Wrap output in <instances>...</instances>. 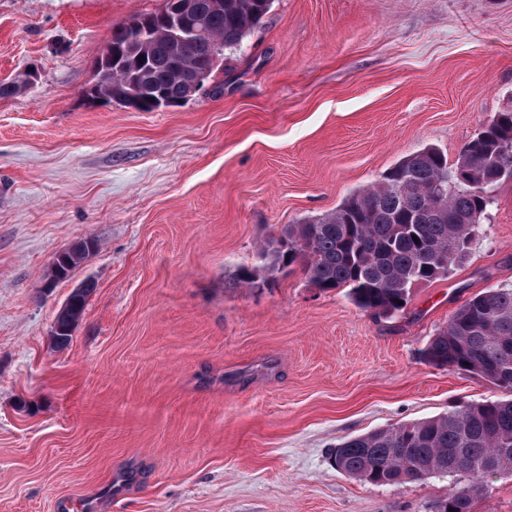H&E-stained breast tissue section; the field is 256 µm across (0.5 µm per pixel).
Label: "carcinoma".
I'll list each match as a JSON object with an SVG mask.
<instances>
[{
	"instance_id": "1",
	"label": "carcinoma",
	"mask_w": 512,
	"mask_h": 512,
	"mask_svg": "<svg viewBox=\"0 0 512 512\" xmlns=\"http://www.w3.org/2000/svg\"><path fill=\"white\" fill-rule=\"evenodd\" d=\"M195 19L209 39L236 48L271 9L273 0H192ZM151 38L136 47L130 23L112 28L109 45L116 54L109 65L112 82L126 74L141 75L138 107L153 108L152 93L180 91L175 66L182 71L204 64L196 53L178 56L174 12L138 16ZM512 112L496 115L458 154L453 164L441 149L428 146L397 162L374 185L346 198L321 218L290 224L279 238L262 248L268 269L301 262L309 283L322 291L348 289L354 304L377 317L391 318L404 309L409 290L419 282L448 276L470 255L481 219L494 203L493 192L512 179ZM465 159L468 182L448 176ZM89 253L80 239L50 264L47 279L68 278ZM91 283L75 288L50 330L56 349L69 345L89 297ZM424 360L484 378L512 394V288H486L470 297L426 343ZM337 471L374 485H394L406 475H466L468 485L452 488L435 512H470L472 498L483 492V480L512 473V398L463 402L448 412L421 421L358 435L337 445L332 454Z\"/></svg>"
}]
</instances>
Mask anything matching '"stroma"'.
Segmentation results:
<instances>
[{"instance_id":"obj_1","label":"stroma","mask_w":512,"mask_h":512,"mask_svg":"<svg viewBox=\"0 0 512 512\" xmlns=\"http://www.w3.org/2000/svg\"><path fill=\"white\" fill-rule=\"evenodd\" d=\"M162 0H0V512H431L467 476L336 471L347 438L502 397L421 351L512 287V180L469 258L390 319L261 247L400 159L512 111V0H274L183 104L89 100L115 24ZM92 238L71 275L43 272ZM259 270L242 286V270ZM96 288L70 344L54 317Z\"/></svg>"}]
</instances>
